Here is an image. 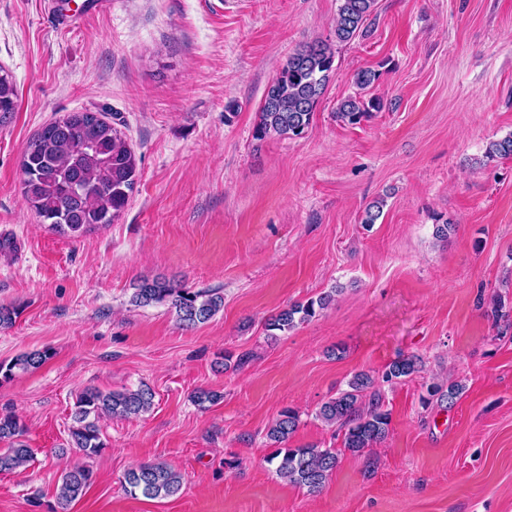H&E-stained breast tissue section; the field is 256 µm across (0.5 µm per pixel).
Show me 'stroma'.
I'll return each instance as SVG.
<instances>
[{"instance_id": "obj_1", "label": "stroma", "mask_w": 512, "mask_h": 512, "mask_svg": "<svg viewBox=\"0 0 512 512\" xmlns=\"http://www.w3.org/2000/svg\"><path fill=\"white\" fill-rule=\"evenodd\" d=\"M339 6L112 0L59 27L46 0H0V68L17 94L0 119V307L19 311L0 364L48 355L0 379V412L33 451L0 473V512H56L76 463L93 482L67 512H512V329L478 305L512 302V158L482 162L512 134V0H377L370 35L336 46L306 135L256 140L267 87L299 46L332 39ZM362 69L379 71L366 94L382 107L339 122ZM80 111L121 124L140 178L113 223L72 237L28 204L20 162L44 124ZM156 276L219 290L224 306L185 328L168 306L132 305ZM334 287L319 316L267 331ZM400 354L422 369L383 386L386 441L344 450L317 410ZM455 380L454 407L423 405L427 384ZM143 383L150 412L101 419L92 458L69 448L82 390ZM199 389L223 398L199 407ZM288 407L300 415L289 447L339 451L320 492L269 462L267 429ZM148 461L182 475L177 496L127 494L125 472ZM47 358V354L42 352L24 353L17 356L5 368L0 364V374L3 378H10L14 374V369L24 372L39 367Z\"/></svg>"}]
</instances>
